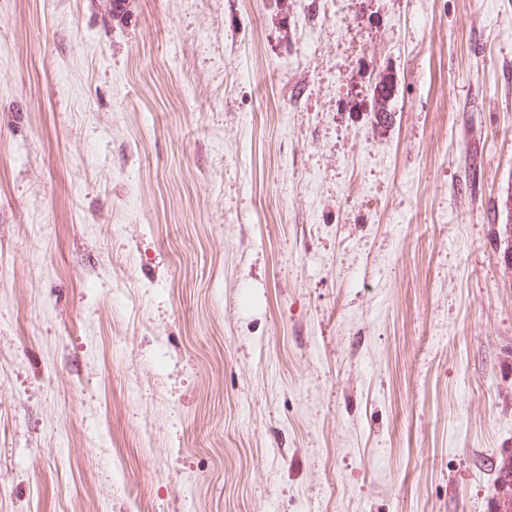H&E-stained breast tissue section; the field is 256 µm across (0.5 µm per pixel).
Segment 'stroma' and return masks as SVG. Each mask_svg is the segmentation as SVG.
<instances>
[{
    "label": "stroma",
    "instance_id": "stroma-1",
    "mask_svg": "<svg viewBox=\"0 0 512 512\" xmlns=\"http://www.w3.org/2000/svg\"><path fill=\"white\" fill-rule=\"evenodd\" d=\"M0 0V512H494L512 0Z\"/></svg>",
    "mask_w": 512,
    "mask_h": 512
}]
</instances>
